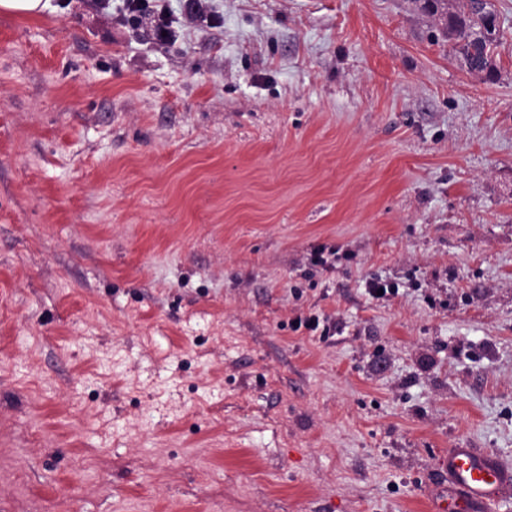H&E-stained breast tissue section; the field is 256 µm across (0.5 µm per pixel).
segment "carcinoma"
<instances>
[{"label": "carcinoma", "instance_id": "1", "mask_svg": "<svg viewBox=\"0 0 512 512\" xmlns=\"http://www.w3.org/2000/svg\"><path fill=\"white\" fill-rule=\"evenodd\" d=\"M500 26L495 6L476 5L448 12L446 35L465 65L473 66L491 77L496 73L495 49L500 44Z\"/></svg>", "mask_w": 512, "mask_h": 512}]
</instances>
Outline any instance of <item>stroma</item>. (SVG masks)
I'll return each instance as SVG.
<instances>
[{"label":"stroma","instance_id":"35a3bbf8","mask_svg":"<svg viewBox=\"0 0 512 512\" xmlns=\"http://www.w3.org/2000/svg\"><path fill=\"white\" fill-rule=\"evenodd\" d=\"M493 2L491 80L420 0L0 13V512H427L441 451L512 466Z\"/></svg>","mask_w":512,"mask_h":512}]
</instances>
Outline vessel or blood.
I'll return each instance as SVG.
<instances>
[{"instance_id": "vessel-or-blood-1", "label": "vessel or blood", "mask_w": 512, "mask_h": 512, "mask_svg": "<svg viewBox=\"0 0 512 512\" xmlns=\"http://www.w3.org/2000/svg\"><path fill=\"white\" fill-rule=\"evenodd\" d=\"M448 482L443 498L428 496L431 512H492L512 492V469L476 448H451L438 457Z\"/></svg>"}]
</instances>
